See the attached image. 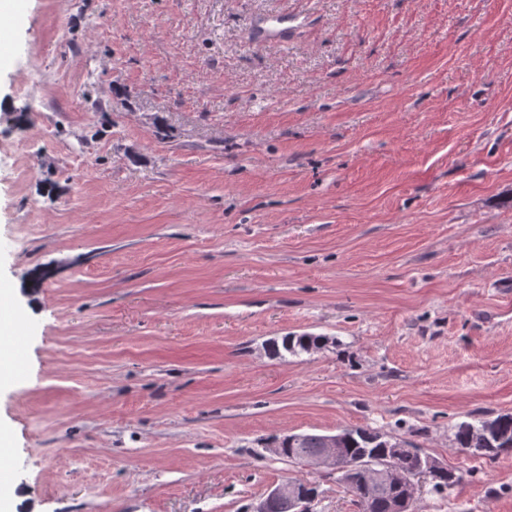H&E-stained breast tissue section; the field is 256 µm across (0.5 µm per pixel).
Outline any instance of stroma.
Masks as SVG:
<instances>
[{
    "label": "stroma",
    "mask_w": 512,
    "mask_h": 512,
    "mask_svg": "<svg viewBox=\"0 0 512 512\" xmlns=\"http://www.w3.org/2000/svg\"><path fill=\"white\" fill-rule=\"evenodd\" d=\"M0 55V388L18 512H253L371 428L512 512V0H21ZM302 14L285 45L249 25ZM331 343L280 360L288 333ZM488 420H480L477 423H461L455 432V443L464 451L479 455L486 450L483 444L482 429ZM288 436L289 435L276 440L274 448H271V451L277 453L279 451L278 448H280L278 456L286 458L289 461L298 463L306 462L308 458L316 455L320 451V448H322L321 441L324 436L323 434L300 433L299 441L295 447L288 446L287 442L293 446L298 438L292 436L288 440Z\"/></svg>",
    "instance_id": "35a3bbf8"
}]
</instances>
